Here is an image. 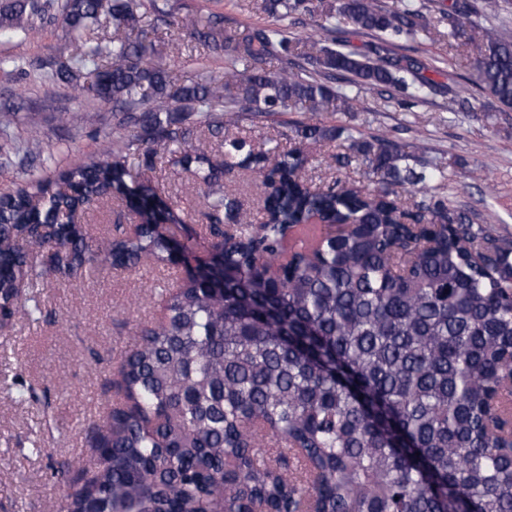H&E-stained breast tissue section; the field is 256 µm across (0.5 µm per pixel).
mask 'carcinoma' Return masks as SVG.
<instances>
[{
    "mask_svg": "<svg viewBox=\"0 0 512 512\" xmlns=\"http://www.w3.org/2000/svg\"><path fill=\"white\" fill-rule=\"evenodd\" d=\"M270 21L242 37L219 14L178 21L208 51L224 55V78L177 89L148 56L154 30L141 26L155 0H9L0 41L33 38L62 16L74 44L52 78L80 97L126 112L106 157L76 163L0 193V313L42 308L19 297L47 271L175 264L157 224H178L151 171L166 158L189 171L208 198L217 293L192 277L166 298L168 320L137 327L136 348L119 364L125 402L92 427L87 458L51 512H512V433L486 422L512 407V241L448 204L442 164L417 170L413 155L323 113L358 111L359 95L327 84L337 74L373 90L398 87L413 101L433 84L408 56L371 57L336 43L339 16L387 45L426 28L407 2L262 0ZM320 31L303 63L294 16ZM479 38L470 63L477 87L512 111V37L470 11L448 16V38ZM278 59L271 73L265 64ZM283 121L289 140L344 139L374 186L342 180L320 188L304 176L309 155L233 127ZM198 113L223 153L212 159L186 125ZM248 169L264 188V217L242 208L224 175ZM427 199L404 206L393 186ZM112 198L136 209L140 233L93 236L72 223L75 207ZM239 226L224 233V220ZM266 225L252 237L255 225ZM268 439L293 457L264 456Z\"/></svg>",
    "mask_w": 512,
    "mask_h": 512,
    "instance_id": "carcinoma-1",
    "label": "carcinoma"
}]
</instances>
